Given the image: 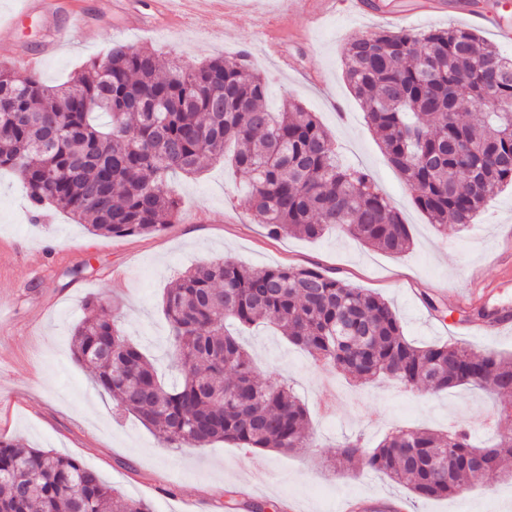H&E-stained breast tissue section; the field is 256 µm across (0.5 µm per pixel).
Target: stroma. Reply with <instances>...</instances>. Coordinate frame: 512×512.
I'll use <instances>...</instances> for the list:
<instances>
[{
    "label": "stroma",
    "instance_id": "stroma-1",
    "mask_svg": "<svg viewBox=\"0 0 512 512\" xmlns=\"http://www.w3.org/2000/svg\"><path fill=\"white\" fill-rule=\"evenodd\" d=\"M71 2L85 11L98 39L73 41L42 60L37 71L46 84L64 82L86 61L104 58L115 42L156 48L190 64L246 51L267 81L268 110L293 99L315 112L342 162L367 169L400 210L413 245L390 255L335 230L317 240L271 236L251 216L247 179L220 162L194 175H173L181 206L176 223L151 235L102 237L55 209L34 214L20 178L0 170V438L72 457L124 497L150 502L154 512H225V490L253 479L262 512H280L290 499L302 512H337L344 497L378 494L409 499L413 512H512V476H486L450 498L415 499L382 473H351L338 453L348 438L376 447L395 427L444 432L461 424L478 446L497 431L512 433V414L496 416L490 389L437 396L387 378L361 384L339 372L327 375L264 324L243 330L242 342L264 381L293 386L308 413L312 448L285 455L218 441L173 449L134 415L115 411L111 397L70 354L83 305L95 297L117 309L126 334L164 380H172L164 294L197 262L229 258L255 268L316 267L372 290L393 306L415 344L449 341L511 356L512 324L498 336L467 330L477 309L512 315V189L493 197L468 228L440 234L414 206L410 188L366 123L344 78L342 51L352 37L379 28L459 25L512 56V44L499 43L494 33L498 21L512 22V0H452L453 11L423 20L398 18L410 0H363L365 13L355 17L341 6L321 14L315 2L312 21L289 0H226L236 17L227 28L207 0H197L183 23L168 30L152 28L153 0H129L127 14L113 11V0ZM66 22L62 12L22 18L15 37L0 40V62L35 51ZM275 43L296 69L280 68Z\"/></svg>",
    "mask_w": 512,
    "mask_h": 512
}]
</instances>
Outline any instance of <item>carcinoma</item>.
<instances>
[{
	"instance_id": "obj_1",
	"label": "carcinoma",
	"mask_w": 512,
	"mask_h": 512,
	"mask_svg": "<svg viewBox=\"0 0 512 512\" xmlns=\"http://www.w3.org/2000/svg\"><path fill=\"white\" fill-rule=\"evenodd\" d=\"M345 78L382 150L440 232L468 227L512 185V58L476 32L381 28L352 38ZM267 83L237 54L190 69L155 51L114 43L68 82L0 67V169L17 173L33 211L60 209L95 235H132L176 221L173 172L224 158L251 183L254 220L273 236L309 239L334 228L385 253L412 238L399 210L361 169L341 164L315 113L288 100L265 105ZM477 108L470 121L463 114ZM71 353L112 396L171 448L215 441L296 453L312 447L307 411L285 384L263 382L226 322L272 323L323 368L370 382L386 375L436 394L491 384L512 396V358L476 357L455 343L416 346L380 296L314 269L250 268L217 259L188 269L163 299L168 355L180 375L163 385L125 335L112 307L85 303ZM485 473L512 472V435L485 446ZM465 429H397L371 449L348 440L340 455L405 484L418 498H447L481 475ZM0 512H153L125 499L77 460L0 439Z\"/></svg>"
}]
</instances>
